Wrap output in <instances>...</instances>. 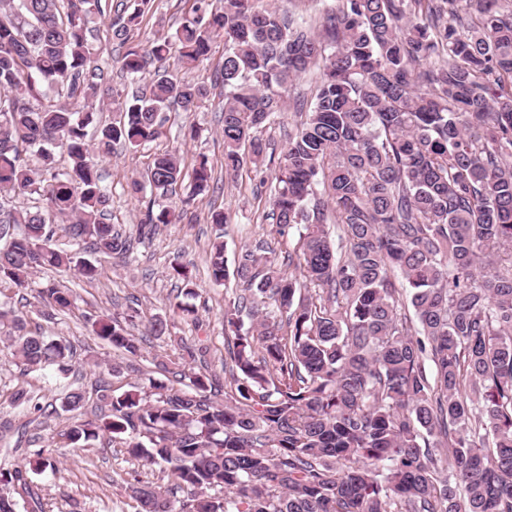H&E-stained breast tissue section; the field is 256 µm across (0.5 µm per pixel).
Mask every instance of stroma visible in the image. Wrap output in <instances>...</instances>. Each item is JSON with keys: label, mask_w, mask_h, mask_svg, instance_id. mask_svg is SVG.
Segmentation results:
<instances>
[{"label": "stroma", "mask_w": 512, "mask_h": 512, "mask_svg": "<svg viewBox=\"0 0 512 512\" xmlns=\"http://www.w3.org/2000/svg\"><path fill=\"white\" fill-rule=\"evenodd\" d=\"M189 8L188 0H154L144 16L137 43L143 45L155 36L173 32ZM109 23V17L96 18L88 39L90 50L104 71L101 92L105 95L122 93L127 85L121 70L124 49L108 40ZM223 60L224 42L220 39L213 41L207 59L195 65L185 67L178 58H170L167 68L177 71L185 82L206 87L208 99L196 111L166 113L162 134L155 141L135 151L115 147L111 156L99 161L105 183L112 191L108 221L133 232L153 197L147 190L133 192L131 184L142 180L153 157L175 152L187 174L199 158H207L212 187L191 205V221L157 225L154 235L125 257L91 254V261L102 271L99 280L92 283L73 270L38 271L30 288L7 305L9 311L25 320L29 329L40 330L53 339L64 338L76 351L73 371L64 376L52 368L24 371L9 349L0 345V417L13 424L12 432L0 440V468L14 467L33 451L46 449L56 467L33 476L32 481L54 512H135L130 484L137 480L161 487L168 484L160 466H138L108 439H98L85 448L67 445L62 433L70 419L58 409L61 395L79 388L88 400H95V388L102 379L117 388L142 386L147 374L163 361H183L195 372L223 374L224 306L236 298L237 282L232 279L219 286L209 277V252L216 234H223L225 256L230 260L248 243L264 240L282 254L292 249L298 239L294 228L278 234L268 216L274 169L247 163L235 174L224 171L220 119L224 89L214 82ZM189 125L201 128L199 138L183 140L180 131ZM214 210L230 212L233 223L216 230L207 221L209 212ZM176 260L188 265L198 284L191 300L197 312L193 322L169 314V305L179 293V282L170 274V265ZM53 281L71 289L75 305L69 312L49 316L38 303L37 291ZM129 313L135 316L131 331L143 342L138 356L123 360V370L116 376L111 367L117 355L93 334L90 320L103 314L120 319ZM158 316L169 317V336L146 335V326ZM191 350L196 356L190 361L186 354ZM19 390L39 396L41 403L50 407L51 413L42 423L30 422L26 407L14 404L12 397Z\"/></svg>", "instance_id": "35a3bbf8"}]
</instances>
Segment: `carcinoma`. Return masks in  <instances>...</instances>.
<instances>
[{
	"instance_id": "carcinoma-1",
	"label": "carcinoma",
	"mask_w": 512,
	"mask_h": 512,
	"mask_svg": "<svg viewBox=\"0 0 512 512\" xmlns=\"http://www.w3.org/2000/svg\"><path fill=\"white\" fill-rule=\"evenodd\" d=\"M151 2L121 5L110 24L134 88L98 124L102 68L88 23L101 0H0V200L45 202L0 219V291L28 288L45 267L101 276L51 247L54 217L72 220L76 245L122 257L156 224L184 219L149 207L135 237L107 223L110 190L91 153L134 150L158 138L172 106L198 109L208 90L165 68L138 83L172 54L200 62L216 38L224 167L275 166L271 215L281 235L299 228L288 252L299 276L262 245L230 269L214 241L211 280L232 275L247 292L224 309V399L217 376L182 369L179 389L151 374L120 393L103 382L100 411L84 419L85 396L71 389L61 398L67 439L84 447L108 435L138 463L167 464L186 498L138 481L137 512H512V0H341L321 34L261 0H193L175 32L132 46ZM319 61L314 100L296 102L305 118L277 159L257 132ZM46 89L60 102L34 106ZM20 145L36 149L42 172L20 162ZM57 148L70 160L62 173ZM181 178L174 153L146 171L161 198ZM211 181L203 159L192 195ZM172 270L194 295L187 267ZM38 296L72 306L54 283ZM12 324L4 340L25 370H71L69 341L19 316ZM92 328L122 358L140 351L115 317ZM49 465L40 449L0 470L13 505L51 512L29 478Z\"/></svg>"
}]
</instances>
